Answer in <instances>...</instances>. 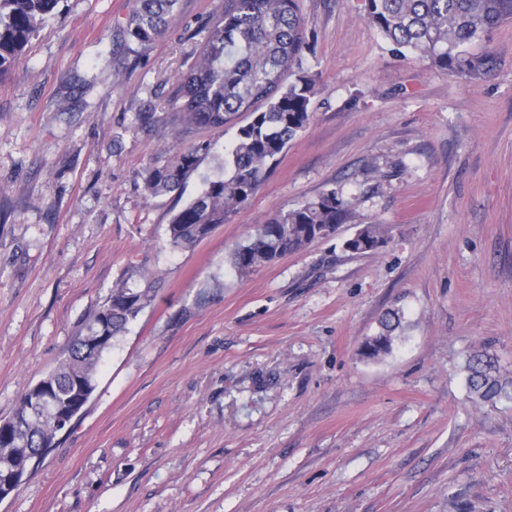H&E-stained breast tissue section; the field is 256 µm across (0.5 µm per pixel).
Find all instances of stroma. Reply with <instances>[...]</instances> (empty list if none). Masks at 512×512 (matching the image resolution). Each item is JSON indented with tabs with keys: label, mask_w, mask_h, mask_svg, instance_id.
I'll list each match as a JSON object with an SVG mask.
<instances>
[{
	"label": "stroma",
	"mask_w": 512,
	"mask_h": 512,
	"mask_svg": "<svg viewBox=\"0 0 512 512\" xmlns=\"http://www.w3.org/2000/svg\"><path fill=\"white\" fill-rule=\"evenodd\" d=\"M132 3L59 0L0 79V419L116 284L158 279L0 512H512V401H473L465 371L486 350L512 376V20L469 46L493 56L471 79L398 54L365 0H300L314 119L246 205L175 250L172 214L235 136L169 106L220 0H179L131 50ZM202 140L181 191L145 194L148 167ZM330 189L353 212L335 239L230 266ZM359 224L386 225V247L343 251ZM390 309L403 335L362 359Z\"/></svg>",
	"instance_id": "stroma-1"
}]
</instances>
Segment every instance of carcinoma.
I'll return each mask as SVG.
<instances>
[{
    "label": "carcinoma",
    "instance_id": "carcinoma-1",
    "mask_svg": "<svg viewBox=\"0 0 512 512\" xmlns=\"http://www.w3.org/2000/svg\"><path fill=\"white\" fill-rule=\"evenodd\" d=\"M58 2L0 0V75L22 57ZM178 2L133 0L124 38L140 47L150 44L163 32ZM366 18L395 46L441 70L478 78L489 69L492 58L473 56L466 46L512 19V0H366ZM305 45L298 0H222L171 106L185 125L198 128L222 131L235 124L241 112L250 113L252 120L238 128L225 149L224 172L204 179L203 190L172 215L167 228L172 248H190L227 222L258 192L289 143L309 126L316 83L301 68ZM210 149L211 144L202 142L166 165L147 168L145 192L156 196L180 189ZM351 217L348 202L330 189L259 225L246 243L232 251L230 263L239 274L250 273L316 240L333 237ZM387 243L383 225L359 224L343 247L362 255ZM143 280L144 287L139 289L125 283L113 288L85 329L105 320L108 335L116 340L151 302L155 280L150 276ZM379 326L363 344L362 355L367 359L392 351L401 327L398 311H386ZM98 363L85 337H75L68 356L51 371L54 396L69 400L76 380L96 378ZM466 370L474 400L512 398V377L503 376L490 355L473 356ZM25 437L27 447L36 454L57 434L46 423L28 429Z\"/></svg>",
    "mask_w": 512,
    "mask_h": 512
}]
</instances>
